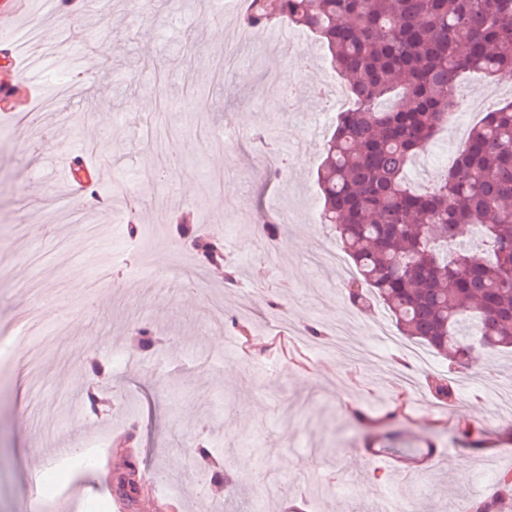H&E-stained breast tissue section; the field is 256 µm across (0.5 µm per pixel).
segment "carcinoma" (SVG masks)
Segmentation results:
<instances>
[{
	"label": "carcinoma",
	"mask_w": 512,
	"mask_h": 512,
	"mask_svg": "<svg viewBox=\"0 0 512 512\" xmlns=\"http://www.w3.org/2000/svg\"><path fill=\"white\" fill-rule=\"evenodd\" d=\"M241 20L306 28L349 80L355 108L336 116L316 182L320 223L356 268L350 300L381 301L402 335L448 357L453 372L469 369L478 348L512 350V101L484 114L437 185L420 191L406 181L460 100V73L512 79V0H247ZM465 224L480 249L459 240ZM192 243L205 262L224 261L217 241ZM429 388L454 402L447 379ZM109 492L139 512L138 460L113 474ZM506 497L509 473L471 512H499Z\"/></svg>",
	"instance_id": "cac0c4a2"
}]
</instances>
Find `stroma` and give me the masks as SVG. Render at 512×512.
I'll use <instances>...</instances> for the list:
<instances>
[{
	"instance_id": "stroma-1",
	"label": "stroma",
	"mask_w": 512,
	"mask_h": 512,
	"mask_svg": "<svg viewBox=\"0 0 512 512\" xmlns=\"http://www.w3.org/2000/svg\"><path fill=\"white\" fill-rule=\"evenodd\" d=\"M29 22L53 27L56 46L81 55L82 65H48L26 83L3 45ZM238 27V16L219 15L214 0H160L149 18L136 15L129 0H90L77 17L0 0V86L9 89L0 97V324L32 311L44 336L55 340L37 365L15 357L0 362V512H32L28 477L51 465V492L71 502L72 512H119L107 479L131 454L145 475V512L162 501L175 512H247L253 490L270 485L276 492L264 498L263 512L291 504L304 512H373L388 490L411 512H469L498 473L512 471V423L490 393L493 384L512 385V357L478 358L453 375V405L438 404L429 383L449 375L447 360L430 351L422 364L411 339H382L380 325L392 322L387 309L352 306L335 267L309 260L343 249L317 221L315 175L334 98L315 97L313 88L339 81L325 49L292 27L306 62L293 85L305 97L278 112L255 87L284 61L270 43L237 50L231 34ZM232 50L234 68L217 77V63ZM104 99L112 114L98 128L92 117ZM228 122L265 130V152L212 147L211 131ZM106 143L119 151L113 172L136 203L117 196L100 208L108 194L102 186L66 195L62 147L98 153ZM447 151L448 134L438 132L412 163L409 182L418 189L434 184L445 169L437 157ZM164 154L181 155L182 164L159 183L152 168ZM265 155L285 167L272 182ZM283 208L292 222L266 241L261 215L274 218ZM132 209L142 245L152 251L149 271L97 281L126 243ZM185 216L200 234L234 243L238 275L255 281V290L226 287L222 270L169 250L175 220ZM76 268L83 273L78 288L71 281ZM214 293L226 314L249 327L248 345L213 318ZM275 302L300 329H326L316 350L293 340L287 357L267 349L274 330L265 315ZM139 327L161 337L170 375L139 371L98 381L97 368L112 367L108 348L128 349ZM94 383L109 409H84L73 421ZM399 406L404 413L392 426L401 435L397 453L383 432L363 434L352 415ZM475 409L487 432L480 450L466 447L457 430ZM214 418L219 425L207 446L223 471L197 475L186 464L197 460L200 429ZM119 438L126 447H115ZM74 443L95 449V469L61 465L63 449ZM287 459L292 468H284Z\"/></svg>"
}]
</instances>
